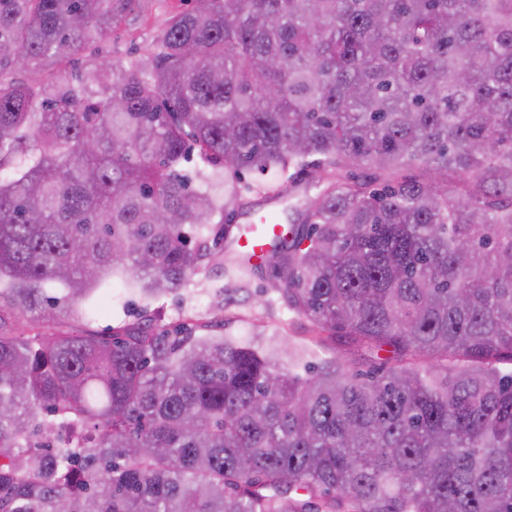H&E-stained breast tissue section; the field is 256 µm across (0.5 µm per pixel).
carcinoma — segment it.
I'll use <instances>...</instances> for the list:
<instances>
[{
    "label": "carcinoma",
    "instance_id": "carcinoma-1",
    "mask_svg": "<svg viewBox=\"0 0 512 512\" xmlns=\"http://www.w3.org/2000/svg\"><path fill=\"white\" fill-rule=\"evenodd\" d=\"M119 7L0 0V73L46 71L0 76V512H512V0H196L80 64ZM291 167L256 264L226 174ZM211 263L349 355L47 331Z\"/></svg>",
    "mask_w": 512,
    "mask_h": 512
}]
</instances>
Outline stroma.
Listing matches in <instances>:
<instances>
[{"instance_id": "35a3bbf8", "label": "stroma", "mask_w": 512, "mask_h": 512, "mask_svg": "<svg viewBox=\"0 0 512 512\" xmlns=\"http://www.w3.org/2000/svg\"><path fill=\"white\" fill-rule=\"evenodd\" d=\"M194 5L195 0H128L119 11L111 32L98 38L95 47L100 55L126 66L150 63L170 17L191 10ZM310 183L308 175L291 182L274 169L263 173L242 170L227 176L223 192L233 201L234 213L230 221L239 225L254 224L259 216L270 214L280 223H288L292 206L304 200ZM274 281L271 270H259L251 278L249 292H235L228 289L223 268L213 266L177 293L160 296L147 304L116 279L112 282L111 293L97 300L93 316L75 323L74 328L107 336L113 328L148 314L172 327L189 320L207 326L209 332L215 334L266 344L270 343L276 325L282 322L286 325L287 339L295 342L306 339V319L288 312L281 303L270 311L258 305L259 295Z\"/></svg>"}]
</instances>
